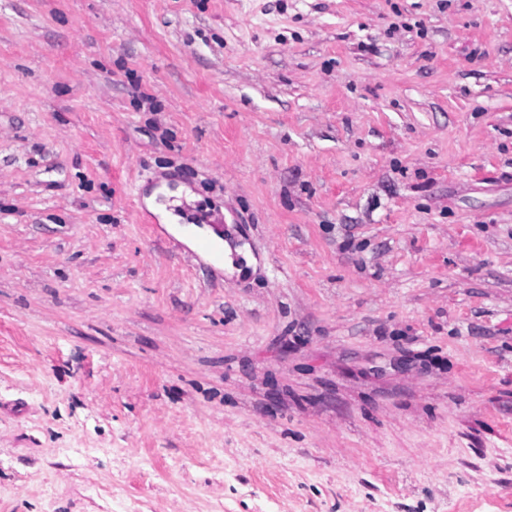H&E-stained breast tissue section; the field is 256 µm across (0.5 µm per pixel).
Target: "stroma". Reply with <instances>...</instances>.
I'll return each instance as SVG.
<instances>
[{
    "instance_id": "obj_1",
    "label": "stroma",
    "mask_w": 512,
    "mask_h": 512,
    "mask_svg": "<svg viewBox=\"0 0 512 512\" xmlns=\"http://www.w3.org/2000/svg\"><path fill=\"white\" fill-rule=\"evenodd\" d=\"M0 512H512V0H0Z\"/></svg>"
}]
</instances>
